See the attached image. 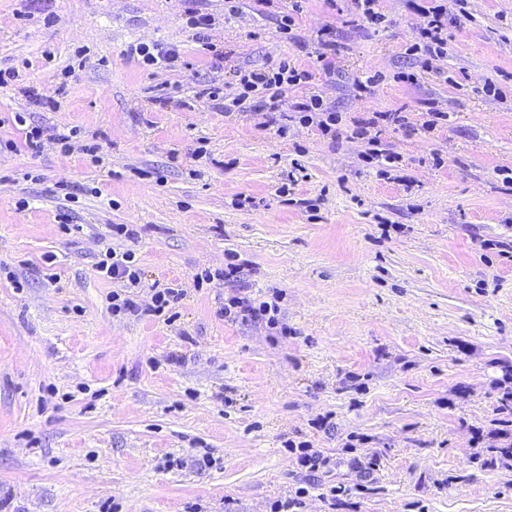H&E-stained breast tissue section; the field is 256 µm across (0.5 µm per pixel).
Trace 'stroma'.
Here are the masks:
<instances>
[{
  "label": "stroma",
  "mask_w": 512,
  "mask_h": 512,
  "mask_svg": "<svg viewBox=\"0 0 512 512\" xmlns=\"http://www.w3.org/2000/svg\"><path fill=\"white\" fill-rule=\"evenodd\" d=\"M441 3L463 20L425 69L409 0H382L378 31L352 0H307L290 40L252 0H207L205 43L185 0H0V70L23 77L0 87V512H512V0ZM138 43L181 61L143 69ZM284 58L316 78L279 113H225L237 69ZM25 84L64 87L59 109ZM312 95L349 119L406 109L416 130L380 136L399 168L292 120ZM430 110L447 118L428 133ZM17 112L47 129L39 153ZM72 128L66 151L52 134ZM114 224L140 231L137 303L182 289L172 318L113 316L121 285L93 263ZM232 295L277 300L288 335L221 316ZM318 44L320 53L317 56L321 63V70L325 75H330L336 70V32L330 26H325L319 31Z\"/></svg>",
  "instance_id": "35a3bbf8"
}]
</instances>
